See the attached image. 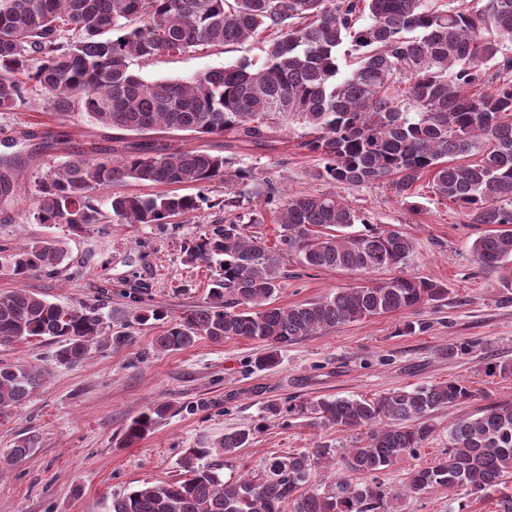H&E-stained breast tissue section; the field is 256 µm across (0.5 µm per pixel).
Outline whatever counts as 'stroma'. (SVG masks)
<instances>
[{
	"instance_id": "obj_1",
	"label": "stroma",
	"mask_w": 512,
	"mask_h": 512,
	"mask_svg": "<svg viewBox=\"0 0 512 512\" xmlns=\"http://www.w3.org/2000/svg\"><path fill=\"white\" fill-rule=\"evenodd\" d=\"M267 34L220 48L158 56L134 65L144 79H189L240 63L260 68ZM303 127L274 129L266 146L221 135L198 139L176 134L172 146L224 155L233 167L252 168L258 178L292 195L318 194L330 186L317 178V155L301 150ZM112 132L85 116L65 122L37 95L0 112V155L10 157V189L0 193V256L30 242L57 237L67 258L53 272L19 279L0 267V294L26 290L63 306L105 305L113 332L127 331L117 347H93L73 365L57 361L59 340L22 338L0 345V362L25 363L48 372L45 386L11 415L0 418V512H109L112 499L131 490L181 478V460L191 448H210L225 433L251 432L237 459L220 474L238 478L244 467L260 468L268 458L315 446L348 448L353 431L326 428L300 412L320 398L371 399L389 391L460 379L475 399L431 415L433 432L418 456L383 470L387 512H496V495L450 496L438 487L403 494L408 473L449 445L448 431L459 416L479 415L490 404H512V374L489 376L490 365L512 367V303L504 301L494 274L476 263L472 244L486 225L420 185L419 211L385 186L346 190L350 207L377 225H396L414 243L404 274L447 288L443 300L395 315L345 323L280 348L276 366L254 364L261 346L245 338L216 343L201 338L187 349L161 352L154 346L161 323L128 329L127 316L147 308L168 318L207 304L214 274L208 264L186 259L188 243L209 233L222 217L223 182L206 190L200 209L177 223L97 224L73 231L33 219L37 184L73 152L105 151ZM285 278L275 296L280 306L314 302L337 289L363 282L343 269H312L298 257L284 261ZM421 324L407 333L405 322ZM172 411L139 443L125 446L130 421L157 403ZM275 411H268V404ZM25 459L8 461L21 442Z\"/></svg>"
}]
</instances>
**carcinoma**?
<instances>
[{"label":"carcinoma","mask_w":512,"mask_h":512,"mask_svg":"<svg viewBox=\"0 0 512 512\" xmlns=\"http://www.w3.org/2000/svg\"><path fill=\"white\" fill-rule=\"evenodd\" d=\"M439 10L430 0H0V110L38 91L63 115H85L112 129L114 157L71 154L37 184L34 220L80 230L114 224H170L199 208L194 195H110V214L95 193L126 181L208 187L231 162L204 149H174L169 135L223 134L263 145L269 131L308 129L301 147L320 156L318 176L335 187L319 195L281 196L250 169L232 171L240 192L261 204L228 214L216 231L185 250L188 261L215 268L211 302L167 321L156 338L164 351L206 337H237L266 347L261 367L278 349L320 331L374 316L404 313L438 302L448 289L420 277L368 280L316 302L273 304L285 257L311 268L372 273L409 263L412 245L396 225L383 229L359 216L340 189L386 184L412 201L422 174L431 192L464 210L472 224L493 229L472 245L480 267L497 274L512 295V0ZM367 22L360 23L361 19ZM274 29L266 61L212 70L189 80H145L135 61L181 54L199 46L239 43ZM356 67L340 75L344 43ZM494 89L481 91L488 81ZM143 136L126 141V133ZM478 151L474 162L465 158ZM269 212L280 225L278 245L244 233ZM366 227L355 232L356 224ZM64 243L36 241L8 255L16 277L53 271ZM112 316L96 305L65 308L35 293L0 294V344L31 336L62 339L56 357L84 360L98 338L112 335ZM42 383L24 364L0 363V417L22 405ZM475 397L462 380L397 389L369 401L319 399L301 411L319 424L366 429L364 444L340 454L311 448L268 459L261 474L222 479L214 453L235 456L251 431L224 434L220 448H190L184 478L144 486L112 499L111 512H379L386 493L375 475L420 452L432 433L429 415ZM170 406L148 407L126 427L123 443L143 440ZM335 468L323 493L311 475ZM364 478L353 483L348 474ZM512 477V406L491 405L450 431L448 449L408 473L412 493L437 487L471 495L496 492Z\"/></svg>","instance_id":"obj_1"}]
</instances>
